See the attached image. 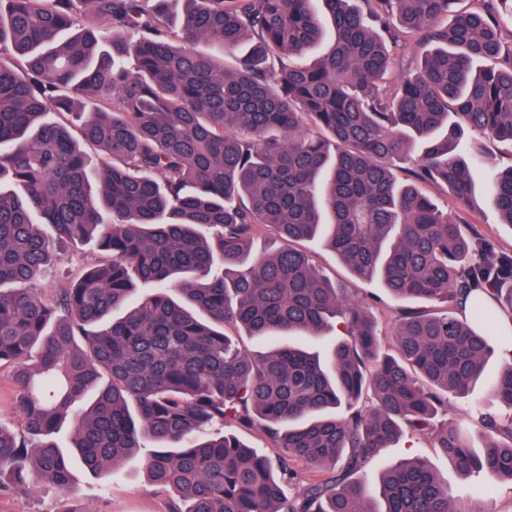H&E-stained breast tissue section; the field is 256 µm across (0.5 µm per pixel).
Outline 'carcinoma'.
<instances>
[{
    "label": "carcinoma",
    "mask_w": 512,
    "mask_h": 512,
    "mask_svg": "<svg viewBox=\"0 0 512 512\" xmlns=\"http://www.w3.org/2000/svg\"><path fill=\"white\" fill-rule=\"evenodd\" d=\"M172 2L0 0V364L25 420L0 424V495L69 489L77 466L110 477L149 442L148 479L179 495L168 512H489L422 457L373 487L362 471L411 433L485 497L512 481V362L485 379L495 348L512 353V254L460 215L483 152L461 132L512 140V0ZM409 51L416 70L383 84ZM54 112L78 113L80 138ZM84 143L112 164L93 170ZM487 191L512 224V168ZM261 224L282 245L256 255ZM318 237L355 279L444 309L402 310L386 351L367 299L296 247ZM91 241L100 257L44 295L65 248ZM226 325L342 338L256 358ZM482 382L478 450L465 419L437 416ZM215 423L259 426L283 455L207 436ZM295 459L320 475L283 509Z\"/></svg>",
    "instance_id": "carcinoma-1"
}]
</instances>
